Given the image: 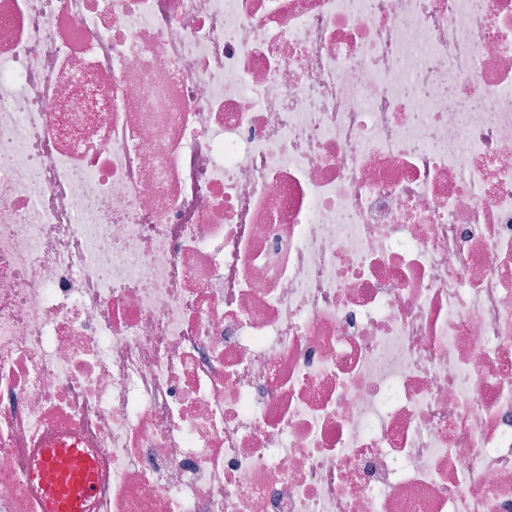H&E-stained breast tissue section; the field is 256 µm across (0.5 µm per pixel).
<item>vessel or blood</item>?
I'll return each instance as SVG.
<instances>
[{
  "label": "vessel or blood",
  "instance_id": "1",
  "mask_svg": "<svg viewBox=\"0 0 512 512\" xmlns=\"http://www.w3.org/2000/svg\"><path fill=\"white\" fill-rule=\"evenodd\" d=\"M34 476L45 512H90L97 494V466L86 449L48 444Z\"/></svg>",
  "mask_w": 512,
  "mask_h": 512
}]
</instances>
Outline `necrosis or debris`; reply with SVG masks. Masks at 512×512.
I'll use <instances>...</instances> for the list:
<instances>
[{"label": "necrosis or debris", "mask_w": 512, "mask_h": 512, "mask_svg": "<svg viewBox=\"0 0 512 512\" xmlns=\"http://www.w3.org/2000/svg\"><path fill=\"white\" fill-rule=\"evenodd\" d=\"M0 512H512V0H0ZM34 476L46 512H90L97 494V466L85 448L48 444Z\"/></svg>", "instance_id": "4bbe7bcc"}]
</instances>
